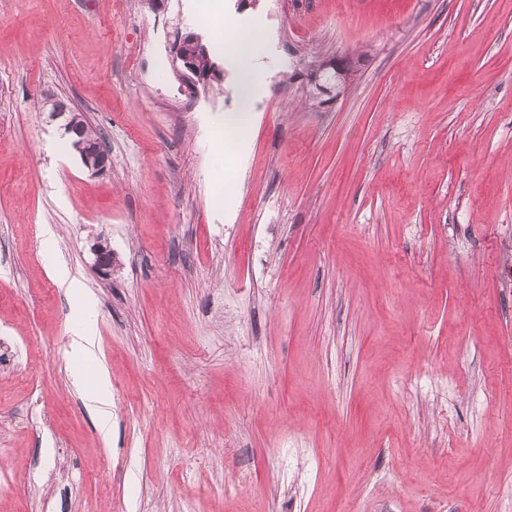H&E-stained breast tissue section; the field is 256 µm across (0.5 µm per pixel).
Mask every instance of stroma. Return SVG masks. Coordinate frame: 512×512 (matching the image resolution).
I'll return each mask as SVG.
<instances>
[{
    "mask_svg": "<svg viewBox=\"0 0 512 512\" xmlns=\"http://www.w3.org/2000/svg\"><path fill=\"white\" fill-rule=\"evenodd\" d=\"M208 2L0 0V512H512V0ZM190 42L197 46L198 50L207 51V46L202 37L194 32H182L180 28H175L173 40L169 47V60L173 71L178 75L181 90L190 96H194L199 91L200 85H205L212 77L219 76V67L213 62L210 51L201 52L198 57V67L207 70L211 62V67L202 72L197 69L194 59L182 49L184 42ZM261 79L260 72L246 64L243 66L239 84H238V93L242 103V110L239 112V115L234 117L232 122H229L226 127V134L229 137H241L247 132L248 124L246 121V109L249 105L250 98L253 94V91L257 84ZM55 102L52 98H47L45 101V106L51 105L52 110L50 111V117L58 119L62 118L65 113L68 112L71 117L70 123L74 124V129L72 132H69L67 128L65 130L67 133L71 134L75 139V146L78 147L81 143H85V146H89V148L97 149L98 147L104 146V140L100 132L92 129L84 116L81 113H75L73 111L67 110L63 103L56 101V109L55 111L53 103ZM88 144V145H87ZM105 147V146H104ZM90 252L94 259V268L98 274L110 278L112 276V248L108 241L97 237L90 245ZM67 288L75 294L81 295L82 299L76 312L77 327L72 339V348L77 353H88L87 346L92 343L96 332V313L93 298L84 290L82 284L71 279L67 282ZM74 383L91 409L105 418L107 407L112 399L111 385L107 374L99 369L95 382L91 386L86 385L80 374L74 375Z\"/></svg>",
    "mask_w": 512,
    "mask_h": 512,
    "instance_id": "35a3bbf8",
    "label": "stroma"
}]
</instances>
